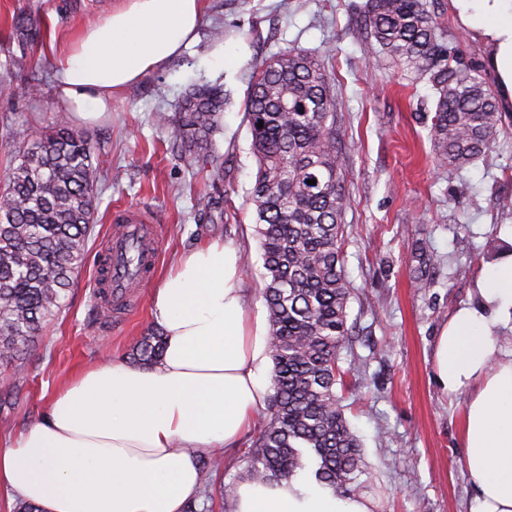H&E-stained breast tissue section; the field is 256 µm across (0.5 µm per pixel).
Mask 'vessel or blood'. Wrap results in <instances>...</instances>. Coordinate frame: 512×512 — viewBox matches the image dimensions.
I'll return each instance as SVG.
<instances>
[{"label":"vessel or blood","instance_id":"vessel-or-blood-1","mask_svg":"<svg viewBox=\"0 0 512 512\" xmlns=\"http://www.w3.org/2000/svg\"><path fill=\"white\" fill-rule=\"evenodd\" d=\"M115 223L121 224L123 232L110 237L103 250L105 257L99 289L111 305L123 306L130 289L140 287L156 267L159 260V244L150 237L146 220L141 210L123 209L113 215ZM140 243L137 269L127 268L124 263L127 250L132 243Z\"/></svg>","mask_w":512,"mask_h":512}]
</instances>
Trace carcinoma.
<instances>
[{
  "label": "carcinoma",
  "instance_id": "obj_1",
  "mask_svg": "<svg viewBox=\"0 0 512 512\" xmlns=\"http://www.w3.org/2000/svg\"><path fill=\"white\" fill-rule=\"evenodd\" d=\"M360 18L364 54H383L428 75L436 91L433 164L460 170L489 154L512 116L500 110L484 70L451 54L427 0H366ZM12 28L27 43L39 37L23 13ZM225 104L223 87L194 88L175 111L156 115L213 177L224 169L215 135ZM243 112L257 165L250 201L263 257L273 394L244 453L242 477L290 479L309 458L316 480L345 496L364 472V454L337 392L354 288L344 270L349 192L331 74L317 54L293 45L255 66ZM15 139V165L0 192V362L6 364L34 350L42 323L73 287L100 181L94 146L64 112L39 133L16 130ZM162 345L160 332L146 334L132 349L133 361L153 364Z\"/></svg>",
  "mask_w": 512,
  "mask_h": 512
}]
</instances>
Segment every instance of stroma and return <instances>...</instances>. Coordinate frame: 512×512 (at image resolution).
Segmentation results:
<instances>
[{"mask_svg":"<svg viewBox=\"0 0 512 512\" xmlns=\"http://www.w3.org/2000/svg\"><path fill=\"white\" fill-rule=\"evenodd\" d=\"M197 44L163 71L112 101L108 120L86 128L101 180L86 258L63 306L44 324L34 355L21 366L0 364V444L40 420L48 401L72 375L102 358L126 360L153 328L151 293L175 255L211 240L239 246L249 309L267 319L262 258L249 190L256 161L242 112L254 66L297 45L321 55L334 75L336 127L344 142L351 204L344 215L345 271L355 295L354 335L340 365L351 372L345 416L362 440L368 474L357 496L373 512H474L462 439L464 399L441 393L434 380L442 328L477 302L490 264L488 242L512 239V125L487 156L461 172L430 160L435 93L427 77L402 71L360 50L359 8L365 0H205ZM113 0H0V187L14 162L13 132L40 130L58 113L54 54L101 18ZM31 15L41 28L36 47L23 46L11 18ZM435 13L449 48L464 63L484 52L459 27L448 0ZM224 32V65L210 64L214 30ZM223 85L216 149L220 178L199 172L171 129L155 115L172 110L195 86ZM119 208H141L160 239V258L122 314L97 301L92 283ZM438 262L428 287L412 284L415 250ZM251 443L225 449L221 470L196 499L198 512H225L220 486L238 481Z\"/></svg>","mask_w":512,"mask_h":512,"instance_id":"35a3bbf8","label":"stroma"}]
</instances>
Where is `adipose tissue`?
<instances>
[{
  "instance_id": "ef3b65f1",
  "label": "adipose tissue",
  "mask_w": 512,
  "mask_h": 512,
  "mask_svg": "<svg viewBox=\"0 0 512 512\" xmlns=\"http://www.w3.org/2000/svg\"><path fill=\"white\" fill-rule=\"evenodd\" d=\"M203 0H119L55 57L57 98L83 125L112 98L198 39ZM458 24L486 47L503 107L512 106V0H450ZM236 246L220 241L179 254L154 288L164 337L149 368L111 362L56 390L46 414L0 448V489L39 512H184L201 483L200 460L235 446L270 394L268 342L252 325ZM477 305L442 329L435 381L467 394L463 441L475 512H512V357L496 336L512 317V252L492 265ZM233 512H372L304 475L235 486Z\"/></svg>"
}]
</instances>
